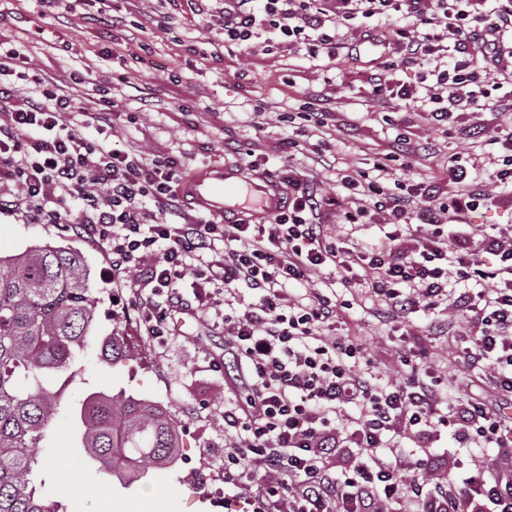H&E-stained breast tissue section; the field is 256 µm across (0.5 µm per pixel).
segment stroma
Masks as SVG:
<instances>
[{
	"label": "stroma",
	"instance_id": "35a3bbf8",
	"mask_svg": "<svg viewBox=\"0 0 512 512\" xmlns=\"http://www.w3.org/2000/svg\"><path fill=\"white\" fill-rule=\"evenodd\" d=\"M105 11L125 22L123 35L110 41L102 34ZM223 20L224 0H107L103 6L89 0L67 15L41 0H0V42L18 49L24 61V76L14 81L19 95L29 94L30 78L39 74L58 84L76 111L96 112L114 101L111 128L101 134L89 129V136L145 162H175L187 176L209 163L241 164L251 150L271 175L294 168L333 201L342 195L337 170L368 169L380 155H399L405 136L420 159L410 168L396 166L395 179L443 181L448 158L456 155L463 165L477 166L481 181L493 182L491 160L500 147L475 131L512 128V108L467 112L438 129L424 113L371 96V78L393 58L381 36L406 25V18L357 19L333 60L274 47L264 31L249 52H240L225 43ZM71 72L83 83L69 86ZM310 106L325 112L329 127L308 138L301 134L300 114ZM320 156L333 161V169L317 164ZM451 191L443 181L442 196ZM46 244L82 255L98 299L94 340L79 357L76 379L50 380L64 404L74 406L95 390L122 392L158 403L180 425L177 461L126 486L82 461L72 446L73 420L68 412L59 414L39 454L68 512H252L234 489L211 493L224 483V406L245 396L224 373L221 301L171 313L170 334L158 339L131 312L130 288L113 285L104 245L66 224L0 214L1 256ZM348 299L338 331L362 346L370 372L384 380L394 376L404 347L420 369L439 377L442 398L478 395L494 405L490 377L463 368L453 333L433 331L430 314L383 322L373 316L364 291ZM115 330L125 338V357L112 365L102 339Z\"/></svg>",
	"mask_w": 512,
	"mask_h": 512
}]
</instances>
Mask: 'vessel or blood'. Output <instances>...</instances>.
<instances>
[{
  "mask_svg": "<svg viewBox=\"0 0 512 512\" xmlns=\"http://www.w3.org/2000/svg\"><path fill=\"white\" fill-rule=\"evenodd\" d=\"M180 191L190 203L210 213L222 214L233 222L252 215L268 219L279 213L285 200L284 188L268 176L245 174L243 168L210 164L190 175Z\"/></svg>",
  "mask_w": 512,
  "mask_h": 512,
  "instance_id": "vessel-or-blood-1",
  "label": "vessel or blood"
}]
</instances>
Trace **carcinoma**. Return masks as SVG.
I'll return each instance as SVG.
<instances>
[{
	"instance_id": "1",
	"label": "carcinoma",
	"mask_w": 512,
	"mask_h": 512,
	"mask_svg": "<svg viewBox=\"0 0 512 512\" xmlns=\"http://www.w3.org/2000/svg\"><path fill=\"white\" fill-rule=\"evenodd\" d=\"M95 303L77 253L43 245L0 256V512H67L37 479V452L60 409L43 380L76 375ZM76 419L82 457L126 485L179 454L178 425L153 401L92 392Z\"/></svg>"
}]
</instances>
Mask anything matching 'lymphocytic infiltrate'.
Instances as JSON below:
<instances>
[{
	"label": "lymphocytic infiltrate",
	"instance_id": "obj_1",
	"mask_svg": "<svg viewBox=\"0 0 512 512\" xmlns=\"http://www.w3.org/2000/svg\"><path fill=\"white\" fill-rule=\"evenodd\" d=\"M224 40L250 48L256 32L310 57H335L340 31L357 18L409 17L395 30L400 64L427 65L432 124L455 123L486 106L489 89L512 87V0L493 14L482 0H225ZM482 65H475V58ZM17 55L0 47V213L69 223L106 247L112 275L149 283L135 291L148 335L167 331L170 307L185 305L186 277L253 290L250 302L224 315L235 377L243 400L224 407V482L254 500V512H512V225L484 228L466 212L498 202L512 186V131L489 130L499 143L495 186L478 183L457 157L448 159L455 187L440 202L428 183L389 189L388 156L371 169L338 173L359 195L340 210L345 226L380 214L386 230L375 242L348 247L314 223L324 199L307 178L289 171L288 199L272 219L220 224L201 217L181 223L182 173L172 164L143 162L107 149L66 125L65 96L34 77L36 96L20 98L5 78ZM169 213L152 223L150 205ZM426 231L414 229V220ZM223 243L222 259H205ZM331 273L343 287L367 290L375 314L400 323L424 310H450L465 325L459 360L490 374L494 406L467 396L439 400L437 378L423 379L407 353L401 376L380 382L361 367L362 350L334 335L347 300L314 292L287 294L290 284ZM355 416H348V409ZM462 448H493L497 462L483 472L461 470L457 459L429 452L440 427ZM416 448L396 451L400 439Z\"/></svg>",
	"mask_w": 512,
	"mask_h": 512
}]
</instances>
